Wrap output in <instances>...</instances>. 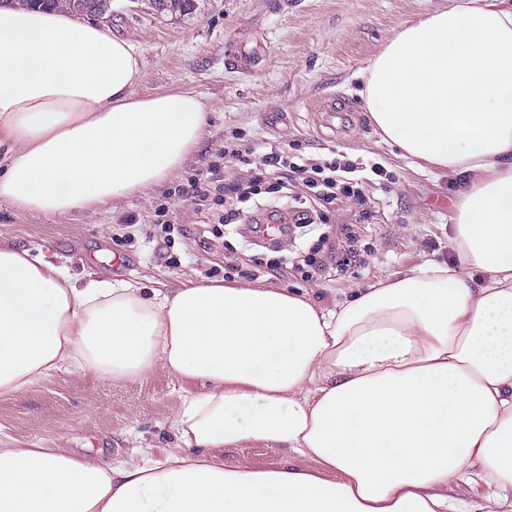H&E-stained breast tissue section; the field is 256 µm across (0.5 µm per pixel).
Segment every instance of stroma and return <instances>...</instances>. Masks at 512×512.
Instances as JSON below:
<instances>
[{
	"label": "stroma",
	"mask_w": 512,
	"mask_h": 512,
	"mask_svg": "<svg viewBox=\"0 0 512 512\" xmlns=\"http://www.w3.org/2000/svg\"><path fill=\"white\" fill-rule=\"evenodd\" d=\"M454 0H191L185 11L157 12L150 0H112L114 35L143 62L136 94L193 92L209 113L203 139L187 162L160 184L100 205L46 216L0 201V242L42 250L70 273L173 288L185 278L233 280L238 270L282 288H310L323 303L344 300L354 289L424 260L448 262L455 180L396 157L380 136L357 90L358 71L376 56L410 16L447 9ZM243 39L260 62L238 70L224 60V45ZM350 109L346 123L330 124L327 107ZM267 141L316 158L337 152L380 164L363 188L371 200L368 222L360 205L342 198L320 212L331 243L346 265L308 281L294 262L307 252V236L246 241L234 226L203 217L187 201L166 195L196 171L206 170L227 142ZM168 203L176 230L163 235L154 208ZM355 227L347 242L342 225ZM121 264L102 265L100 255ZM280 264L274 277L266 269ZM189 387L158 371L134 381L112 382L94 374L59 371L18 397H0V444L65 448L103 462L127 460L131 448L164 458L180 444L172 421ZM225 467L315 469L309 458L258 446L228 447Z\"/></svg>",
	"instance_id": "stroma-1"
}]
</instances>
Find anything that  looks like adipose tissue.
Masks as SVG:
<instances>
[{
	"label": "adipose tissue",
	"instance_id": "ef3b65f1",
	"mask_svg": "<svg viewBox=\"0 0 512 512\" xmlns=\"http://www.w3.org/2000/svg\"><path fill=\"white\" fill-rule=\"evenodd\" d=\"M142 68L104 25L0 11V200L92 213L179 169L207 104L135 94ZM362 78L382 140L460 179L456 259L329 306L304 288L73 276L0 242V397L62 370L200 386L161 460L0 446V512H475L444 489L476 481L484 512H512V0L408 19ZM240 445L319 468H225Z\"/></svg>",
	"mask_w": 512,
	"mask_h": 512
}]
</instances>
